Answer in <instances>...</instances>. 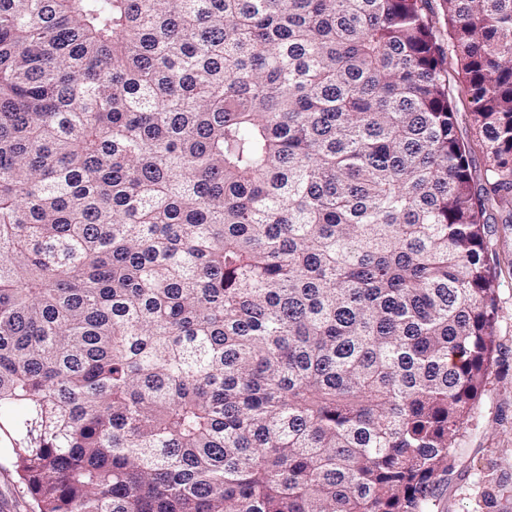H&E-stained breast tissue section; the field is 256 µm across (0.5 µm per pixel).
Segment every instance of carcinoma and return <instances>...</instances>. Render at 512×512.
Wrapping results in <instances>:
<instances>
[{
    "label": "carcinoma",
    "instance_id": "cac0c4a2",
    "mask_svg": "<svg viewBox=\"0 0 512 512\" xmlns=\"http://www.w3.org/2000/svg\"><path fill=\"white\" fill-rule=\"evenodd\" d=\"M427 2L0 0V441L34 512H428L494 351L512 0H443L445 41ZM449 79L450 94L457 110L456 122L458 133L462 139L470 142L472 146L470 159L472 160L473 171L478 174L479 170L483 169V166L486 163V155L481 144V139L479 135L476 134V130L473 125L471 106L462 93V85L460 84L455 71H451Z\"/></svg>",
    "mask_w": 512,
    "mask_h": 512
}]
</instances>
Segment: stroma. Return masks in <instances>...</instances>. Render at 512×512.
I'll return each instance as SVG.
<instances>
[{
	"instance_id": "stroma-1",
	"label": "stroma",
	"mask_w": 512,
	"mask_h": 512,
	"mask_svg": "<svg viewBox=\"0 0 512 512\" xmlns=\"http://www.w3.org/2000/svg\"><path fill=\"white\" fill-rule=\"evenodd\" d=\"M456 107L458 133L472 146L473 170L486 155L477 134L471 106L458 78L449 82ZM495 232L488 243L496 295L495 351L472 417L457 440L453 471L438 478L429 512H512V224L504 212L486 214ZM0 512H32L12 454L0 445Z\"/></svg>"
}]
</instances>
